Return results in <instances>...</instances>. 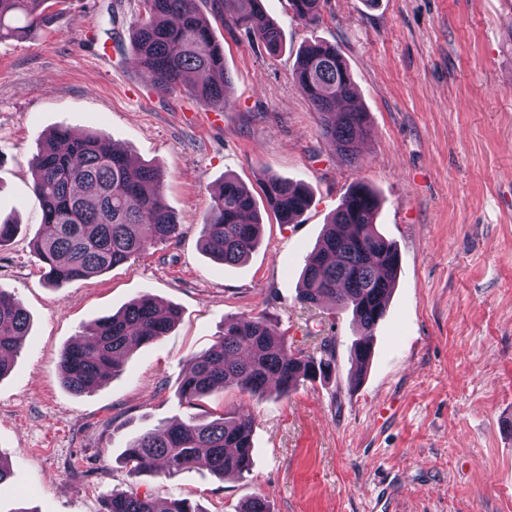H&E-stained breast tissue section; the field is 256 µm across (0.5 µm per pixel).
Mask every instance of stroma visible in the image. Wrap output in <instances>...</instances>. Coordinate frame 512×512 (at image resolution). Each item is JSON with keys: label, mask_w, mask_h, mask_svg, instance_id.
I'll list each match as a JSON object with an SVG mask.
<instances>
[{"label": "stroma", "mask_w": 512, "mask_h": 512, "mask_svg": "<svg viewBox=\"0 0 512 512\" xmlns=\"http://www.w3.org/2000/svg\"><path fill=\"white\" fill-rule=\"evenodd\" d=\"M284 47L270 55L196 0L224 48L229 104L216 112L188 88L162 95L134 59L139 0H65L23 39L0 40V291L30 328L0 378V512H100L128 490L116 459L142 432L188 416L177 388L190 358L224 322L264 314L292 350L336 339L330 379L285 397L226 388L207 408L247 407L252 465L216 477L198 467L147 473L142 489L203 512H236L253 496L271 512H512V0H323L299 21L288 0H263ZM344 56L371 134L359 165L320 133L294 67L311 41ZM60 127L98 131L137 163L160 167L179 236L63 288L48 285L32 243L42 230L32 160ZM234 177L252 193L270 176L304 181L313 201L297 223L266 219L241 265L202 251L213 191ZM381 200L377 229L400 255L372 358L356 377L351 312L298 301L306 256L356 183ZM148 293L180 318L134 350L89 394L60 382L61 351L95 320Z\"/></svg>", "instance_id": "1"}]
</instances>
